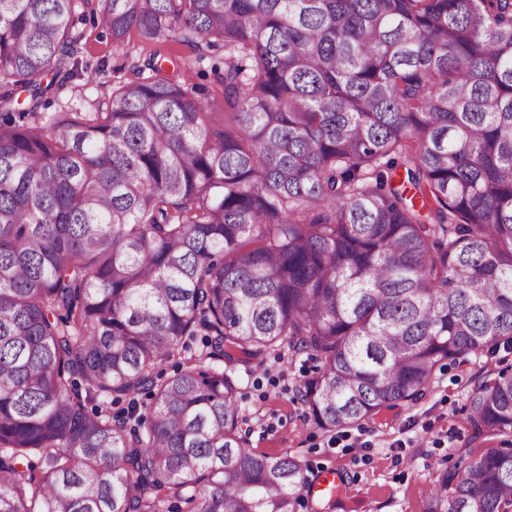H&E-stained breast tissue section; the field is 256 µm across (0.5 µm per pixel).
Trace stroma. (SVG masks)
Listing matches in <instances>:
<instances>
[{
  "mask_svg": "<svg viewBox=\"0 0 512 512\" xmlns=\"http://www.w3.org/2000/svg\"><path fill=\"white\" fill-rule=\"evenodd\" d=\"M80 58L103 64L104 81L73 78L51 97V112H92L107 106L112 88L130 79L128 58H148L160 51L172 60H191V43L163 47L131 35L123 48L112 46V33L86 21ZM306 353L269 354L261 364L237 371L240 406L248 439L256 451L289 455L305 468L309 480L333 468L343 480L336 498H305L300 512H424L435 477L464 468L469 459L493 448H512V433L494 438L475 436L467 420L469 393L494 374L512 367V346L483 350L438 369L417 402L387 411L383 422H363L326 432L312 422L297 396L301 381L315 371Z\"/></svg>",
  "mask_w": 512,
  "mask_h": 512,
  "instance_id": "35a3bbf8",
  "label": "stroma"
}]
</instances>
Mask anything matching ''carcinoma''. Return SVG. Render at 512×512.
Masks as SVG:
<instances>
[{
    "label": "carcinoma",
    "instance_id": "cac0c4a2",
    "mask_svg": "<svg viewBox=\"0 0 512 512\" xmlns=\"http://www.w3.org/2000/svg\"><path fill=\"white\" fill-rule=\"evenodd\" d=\"M81 3L117 46L223 47L224 111L185 78L204 53L155 51L106 111L40 113L104 66L76 0H0V512H297L305 468L250 448L237 366L314 355L328 432L512 343V0ZM467 409L512 432V372ZM425 512H512V448Z\"/></svg>",
    "mask_w": 512,
    "mask_h": 512
}]
</instances>
